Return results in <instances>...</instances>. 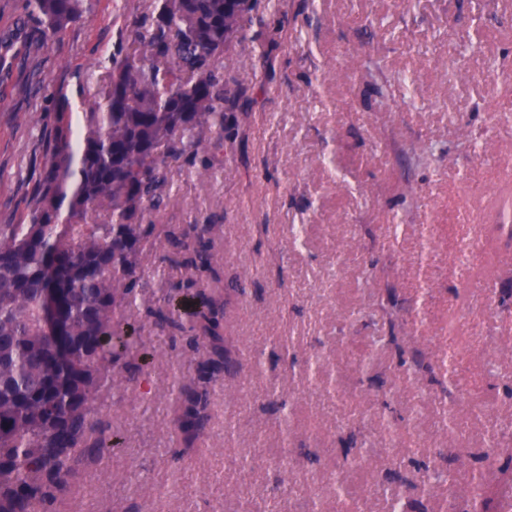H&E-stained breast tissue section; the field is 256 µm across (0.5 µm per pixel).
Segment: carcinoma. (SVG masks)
Returning <instances> with one entry per match:
<instances>
[{
    "label": "carcinoma",
    "instance_id": "cac0c4a2",
    "mask_svg": "<svg viewBox=\"0 0 512 512\" xmlns=\"http://www.w3.org/2000/svg\"><path fill=\"white\" fill-rule=\"evenodd\" d=\"M42 36L84 21L86 0H27ZM149 14L118 13V43L105 58L111 76L105 108L85 113L73 144L69 104L58 94L54 123L29 198L26 224H0V512H36L68 490L86 452L105 447L96 401L128 378L139 315L195 349L210 347L198 381L177 383L181 409L175 433L189 442L209 423L208 385L230 374L236 361L221 333L224 300L198 287L197 275L221 280L212 253L214 224H167L160 259L184 269L157 306L136 309L146 287L138 243L155 230L144 224L161 204L170 163L206 169L190 137L215 133L222 152L228 130L247 100L224 78V53L246 38L254 0H153ZM20 125L44 132L40 112L17 115ZM111 221L100 224L95 209ZM63 297L68 346L45 320V289ZM448 393L461 386L460 363L441 358Z\"/></svg>",
    "mask_w": 512,
    "mask_h": 512
}]
</instances>
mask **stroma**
<instances>
[{
    "label": "stroma",
    "mask_w": 512,
    "mask_h": 512,
    "mask_svg": "<svg viewBox=\"0 0 512 512\" xmlns=\"http://www.w3.org/2000/svg\"><path fill=\"white\" fill-rule=\"evenodd\" d=\"M151 3L94 0L82 24L32 57L38 26L25 0H0V224L28 222L24 178L41 157L17 114L53 112L63 92L81 127L104 104L114 7ZM254 14L264 25L224 55L225 75L253 100L232 150L206 172L172 166L165 203L148 217L218 225L237 369L211 385L210 422L183 443L172 435L175 387L203 354L141 322L144 369L97 402L121 447L103 448L72 492L39 512H271L285 480L290 512H309L316 478L339 465L346 492L325 497L323 512H389L394 496L408 512H442L447 487L422 496L415 462L466 473L488 435L512 422V225L501 218L512 210V122L499 119L512 101V0H256ZM36 65L40 84L28 80ZM162 240L139 244L149 285L138 305L182 277L160 262ZM391 293L401 306L393 324ZM418 308L421 326L410 318ZM400 348L417 354L415 373L398 365ZM444 352L469 380L459 395L470 408L453 433L441 428ZM316 353L335 388L306 372ZM385 399L401 426L419 409L418 433L382 434ZM353 437L370 444L367 466L343 460ZM284 443L283 475L268 461Z\"/></svg>",
    "instance_id": "1"
}]
</instances>
